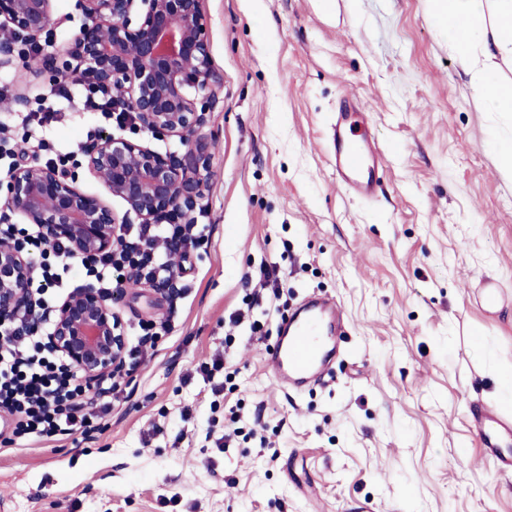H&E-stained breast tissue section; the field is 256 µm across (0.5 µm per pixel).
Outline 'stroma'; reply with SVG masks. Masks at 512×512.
<instances>
[{"mask_svg": "<svg viewBox=\"0 0 512 512\" xmlns=\"http://www.w3.org/2000/svg\"><path fill=\"white\" fill-rule=\"evenodd\" d=\"M55 0L41 43L57 53L84 16ZM220 97L198 136L208 166L196 208L207 239L162 288L130 283L125 328L172 318L139 356L98 430L0 446V512H512V471L474 422L493 375L512 371V181L496 142L512 120L483 111L430 0H203ZM21 112L50 86L19 56L0 65ZM371 106L384 155L371 199L337 188L328 134L341 100ZM184 153L80 112L51 136L77 184L107 197L81 152L86 133ZM119 222L136 223L107 197ZM277 266L282 291L252 303L248 275ZM310 293L340 307L348 335L325 385L298 394L266 366L283 313ZM494 294L495 305L485 297ZM266 314L268 339L230 330ZM223 356L221 393L197 369ZM236 435L216 447L224 429Z\"/></svg>", "mask_w": 512, "mask_h": 512, "instance_id": "stroma-1", "label": "stroma"}]
</instances>
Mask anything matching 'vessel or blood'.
Returning <instances> with one entry per match:
<instances>
[{
	"instance_id": "obj_1",
	"label": "vessel or blood",
	"mask_w": 512,
	"mask_h": 512,
	"mask_svg": "<svg viewBox=\"0 0 512 512\" xmlns=\"http://www.w3.org/2000/svg\"><path fill=\"white\" fill-rule=\"evenodd\" d=\"M366 112V106L358 101L341 106L329 136V159L337 186L363 198L371 197L383 159L377 140L355 132ZM337 313L335 305L320 299L310 301L306 311L281 320L279 336L267 360L276 385L290 386L301 393L331 372L341 352V339L327 333L324 317ZM475 421L487 453L498 457L502 464L512 463V458L500 453L504 445L512 444V423L493 408L477 411Z\"/></svg>"
}]
</instances>
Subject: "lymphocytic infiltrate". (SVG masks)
Masks as SVG:
<instances>
[{"label": "lymphocytic infiltrate", "instance_id": "1", "mask_svg": "<svg viewBox=\"0 0 512 512\" xmlns=\"http://www.w3.org/2000/svg\"><path fill=\"white\" fill-rule=\"evenodd\" d=\"M67 102L121 126L133 125L135 120L131 110L117 109L111 88L80 90L61 81L36 109L1 117L0 140L8 139L13 128H22L26 147L20 158L33 157L66 171L70 156L56 147L49 130L64 120ZM204 231L197 218L183 219L175 212L157 224L118 225L114 250L81 262L79 274L109 296L120 291L123 277L130 273L136 280L168 288L172 297H179L185 287L175 281L172 258L198 248ZM0 241L34 258L28 288L37 298L38 314L34 325L27 323L23 311L0 323V410L11 416L14 433L36 439L87 430L109 410L106 398L116 394L117 386L112 383L93 392L81 389L74 385L65 359L53 356L49 348L47 338L53 329L50 292L68 284V245L48 239L32 224H0Z\"/></svg>", "mask_w": 512, "mask_h": 512}]
</instances>
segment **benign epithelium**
I'll return each mask as SVG.
<instances>
[{
	"instance_id": "1",
	"label": "benign epithelium",
	"mask_w": 512,
	"mask_h": 512,
	"mask_svg": "<svg viewBox=\"0 0 512 512\" xmlns=\"http://www.w3.org/2000/svg\"><path fill=\"white\" fill-rule=\"evenodd\" d=\"M55 0H0V55L16 37L39 40L53 23ZM136 0H80L87 18L39 69L91 88L106 86L137 115L144 132L177 136L186 151L164 155L139 142L108 135L84 150L87 168L107 193L144 224L175 210H192L203 194L200 165L205 145L196 132L203 110L195 95L218 98L221 83L210 69L201 0H141L143 17L133 22ZM9 209L39 226L50 239L65 241L73 256L93 258L116 244V218L103 199L83 192L74 174L27 160L5 186ZM32 261L0 243V317L27 300ZM51 349L65 357L88 389L123 376L127 338L112 302L87 285L54 308Z\"/></svg>"
}]
</instances>
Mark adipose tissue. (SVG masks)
I'll return each mask as SVG.
<instances>
[{
	"label": "adipose tissue",
	"mask_w": 512,
	"mask_h": 512,
	"mask_svg": "<svg viewBox=\"0 0 512 512\" xmlns=\"http://www.w3.org/2000/svg\"><path fill=\"white\" fill-rule=\"evenodd\" d=\"M438 30L484 111L512 117V0H433Z\"/></svg>",
	"instance_id": "obj_1"
}]
</instances>
